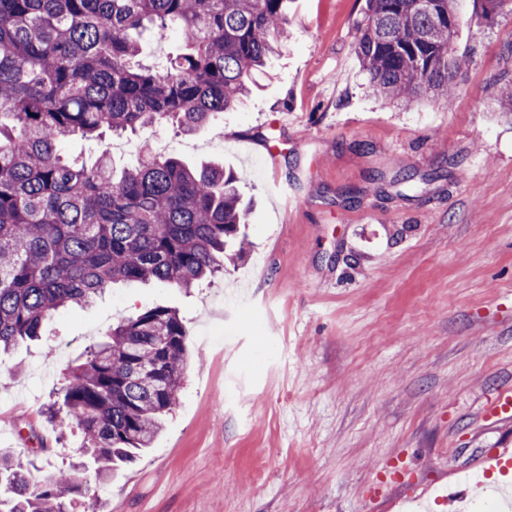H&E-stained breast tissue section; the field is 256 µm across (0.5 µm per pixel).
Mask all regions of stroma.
<instances>
[{"label": "stroma", "instance_id": "obj_1", "mask_svg": "<svg viewBox=\"0 0 512 512\" xmlns=\"http://www.w3.org/2000/svg\"><path fill=\"white\" fill-rule=\"evenodd\" d=\"M365 3L290 0L288 42L243 105L113 148L118 169L148 151L231 168L251 213L199 287L116 286L0 355V448L45 475L82 439L42 411L86 347L147 307L185 323L174 415L109 481L83 469L71 512H470L446 489L512 447V418L484 415L512 390V117L496 102L512 16L459 0L454 96L397 107L355 54Z\"/></svg>", "mask_w": 512, "mask_h": 512}]
</instances>
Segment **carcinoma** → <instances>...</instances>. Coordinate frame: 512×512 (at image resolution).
Segmentation results:
<instances>
[{
    "instance_id": "carcinoma-1",
    "label": "carcinoma",
    "mask_w": 512,
    "mask_h": 512,
    "mask_svg": "<svg viewBox=\"0 0 512 512\" xmlns=\"http://www.w3.org/2000/svg\"><path fill=\"white\" fill-rule=\"evenodd\" d=\"M288 0H0V350L116 284L193 288L224 269L247 223L238 177L219 164L149 157L114 169L61 148L170 120L196 132L246 96L288 40ZM459 0H366L355 52L374 94L448 101ZM180 35L152 66L140 36ZM176 311L146 308L108 328L68 371L49 419L80 429V466L109 478L151 447L188 364ZM75 473L45 482L0 451V512H70Z\"/></svg>"
}]
</instances>
